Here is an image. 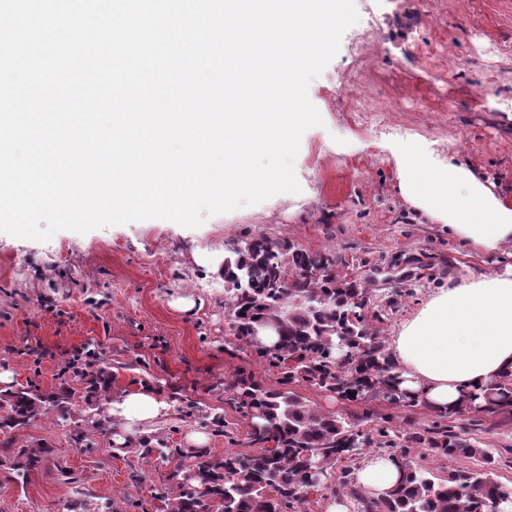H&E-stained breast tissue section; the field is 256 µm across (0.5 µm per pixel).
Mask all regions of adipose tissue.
Wrapping results in <instances>:
<instances>
[{"label": "adipose tissue", "mask_w": 512, "mask_h": 512, "mask_svg": "<svg viewBox=\"0 0 512 512\" xmlns=\"http://www.w3.org/2000/svg\"><path fill=\"white\" fill-rule=\"evenodd\" d=\"M399 191L413 208L445 224L471 246L495 252L512 243V201L493 194L480 174L434 156L422 140L400 146ZM399 387L426 405L450 409L463 396H483L512 374V271L438 289L392 339ZM173 412L159 389L142 384L113 397L108 414L121 425L155 428ZM357 484L380 498L403 478L386 455L366 459Z\"/></svg>", "instance_id": "1"}]
</instances>
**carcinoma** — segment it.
<instances>
[{
  "mask_svg": "<svg viewBox=\"0 0 512 512\" xmlns=\"http://www.w3.org/2000/svg\"><path fill=\"white\" fill-rule=\"evenodd\" d=\"M224 295L231 311V332L237 345L254 349L267 370L278 375V387L235 376L233 400L248 421L250 451L228 452L194 466L182 462L183 451L158 438L143 441V455L157 454L175 463L166 480L153 487L152 497L166 512H308L310 495L324 480L335 477L336 489L354 498L361 512H499L509 493L496 480L495 459L481 442L448 426L419 428L409 433L390 421L364 428L320 411L291 390L303 385L340 398L383 399L405 410L416 400L397 388V366L379 327L369 323L370 291L338 279L334 259L313 256L263 233L231 250L224 258ZM272 329L277 342L266 347L259 332ZM65 369L85 382L95 409L97 431L111 423L104 414L110 400L112 372L95 368L78 353ZM484 407L470 409L472 399L456 412L489 418L512 410V378L492 384ZM74 392H43L28 385L6 395L8 428L26 424L36 415L71 416ZM378 448L404 465L405 477L385 497L372 499L357 485L349 448ZM431 450L445 459H473L477 469L456 470L434 480L412 461L416 449ZM49 448H18L4 453L13 466L33 468Z\"/></svg>",
  "mask_w": 512,
  "mask_h": 512,
  "instance_id": "cac0c4a2",
  "label": "carcinoma"
}]
</instances>
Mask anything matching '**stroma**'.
Wrapping results in <instances>:
<instances>
[{
  "label": "stroma",
  "instance_id": "stroma-1",
  "mask_svg": "<svg viewBox=\"0 0 512 512\" xmlns=\"http://www.w3.org/2000/svg\"><path fill=\"white\" fill-rule=\"evenodd\" d=\"M359 16L376 14L362 79L345 86L346 99L382 109L383 128L356 125L334 93L352 66L347 44L361 33L353 25L342 49L309 86L323 126L301 137L294 170L300 193H281L252 206L206 218L196 228L150 219L80 234L61 231L46 242L0 234V372L13 385L41 390L64 386L79 393L70 421L55 425L37 416L21 427H0V449L45 448L37 470L19 477L0 466V512H163L151 496L171 462L143 457L139 427L75 442L94 403L83 400L79 379L65 363L82 351L112 373V395L142 383L174 396L175 414L157 436L184 448L185 437L223 416L230 438L210 437L200 451L186 450L184 464L199 457L248 449L247 423L228 385L240 370L264 385L277 375L248 348L234 344L224 304V277L215 267L231 244L264 233L314 255L330 254L336 273L364 282L373 267L396 277L372 284L369 313H382V334L392 337L435 289L465 278L506 272L512 244L487 253L449 234L408 206L398 190V138L387 126L426 139L436 154L478 171L486 185L512 198V0H354ZM437 56L436 65L419 64ZM450 69L442 79L441 69ZM192 296L193 313L170 307ZM311 406L365 426L393 416L398 429L431 427L426 406L406 410L371 400L349 402L299 387ZM455 431L495 449L497 479L512 491V415L454 419Z\"/></svg>",
  "mask_w": 512,
  "mask_h": 512
}]
</instances>
